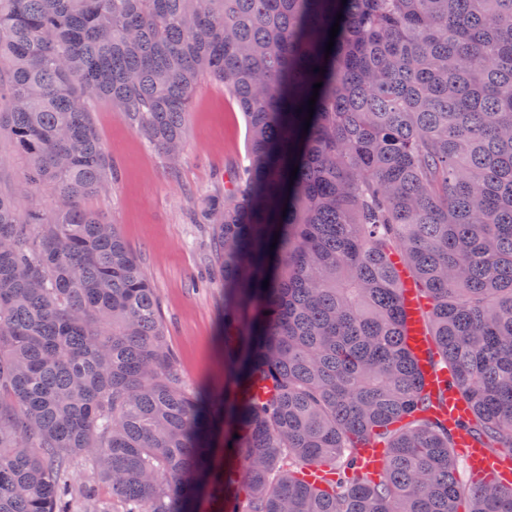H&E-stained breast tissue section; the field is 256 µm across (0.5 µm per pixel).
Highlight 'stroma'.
<instances>
[{
  "instance_id": "obj_1",
  "label": "stroma",
  "mask_w": 512,
  "mask_h": 512,
  "mask_svg": "<svg viewBox=\"0 0 512 512\" xmlns=\"http://www.w3.org/2000/svg\"><path fill=\"white\" fill-rule=\"evenodd\" d=\"M96 134L118 179L87 200L116 224L156 290L167 342L187 386L224 388V281L210 274L211 231L195 213L224 192V180L247 155L248 128L222 82L197 87L183 155L170 163L128 126L111 103H97Z\"/></svg>"
}]
</instances>
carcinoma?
Returning a JSON list of instances; mask_svg holds the SVG:
<instances>
[{
  "mask_svg": "<svg viewBox=\"0 0 512 512\" xmlns=\"http://www.w3.org/2000/svg\"><path fill=\"white\" fill-rule=\"evenodd\" d=\"M207 78L249 130L195 215L222 394L184 383L139 259L82 206L116 181L93 104L175 163ZM1 138L52 206L0 185V512H512L459 477L400 279L460 429L512 455V0H0ZM404 288L401 289V295L404 306L410 316V335L408 336V344L414 351L415 355H418L419 350L425 346V337L421 336L419 326V298L417 294L408 283L403 282ZM385 457V448L368 445L359 454L356 465L363 473L377 478L383 473Z\"/></svg>",
  "mask_w": 512,
  "mask_h": 512,
  "instance_id": "obj_1",
  "label": "carcinoma"
}]
</instances>
